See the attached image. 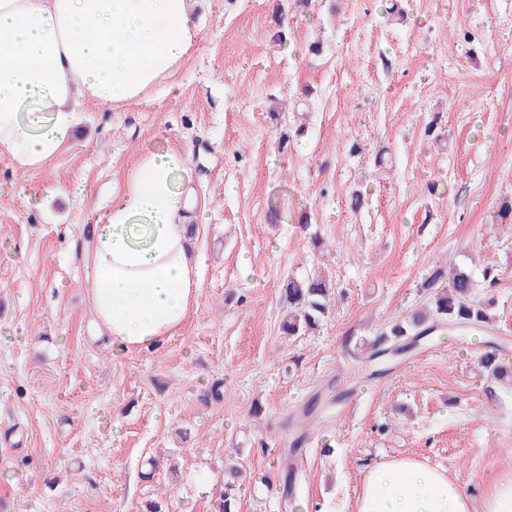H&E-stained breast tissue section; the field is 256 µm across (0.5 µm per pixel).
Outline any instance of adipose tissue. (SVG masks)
Returning <instances> with one entry per match:
<instances>
[{"mask_svg": "<svg viewBox=\"0 0 512 512\" xmlns=\"http://www.w3.org/2000/svg\"><path fill=\"white\" fill-rule=\"evenodd\" d=\"M194 0H0V158L44 168L71 140L82 104L140 100L199 37ZM190 151L144 150L126 190L93 224L88 295L113 356L152 349L200 296L189 245ZM354 512H512V473L474 502L446 470L412 457L366 473Z\"/></svg>", "mask_w": 512, "mask_h": 512, "instance_id": "adipose-tissue-1", "label": "adipose tissue"}]
</instances>
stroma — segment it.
<instances>
[{
    "label": "stroma",
    "instance_id": "stroma-1",
    "mask_svg": "<svg viewBox=\"0 0 512 512\" xmlns=\"http://www.w3.org/2000/svg\"><path fill=\"white\" fill-rule=\"evenodd\" d=\"M402 5L198 0L162 85L83 105L43 169L0 159V512H213L232 461L239 512H354L401 457L476 498L512 472V385L480 362L512 358V226L492 222L512 200V0ZM147 146L191 150L206 261L179 331L116 359L93 336L89 233ZM443 262L495 269L473 293L494 321L376 373L356 341L420 309ZM320 267L329 313L288 338L281 283Z\"/></svg>",
    "mask_w": 512,
    "mask_h": 512
}]
</instances>
